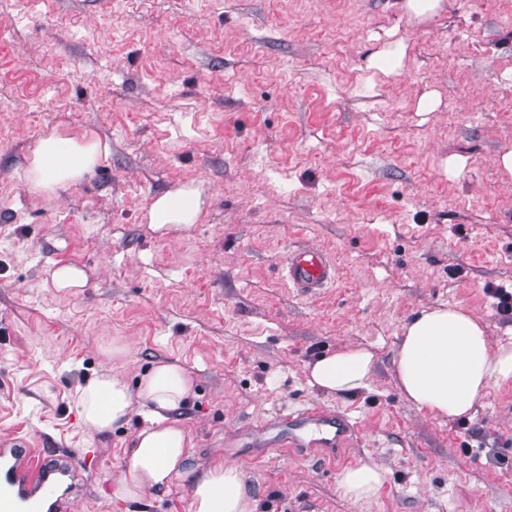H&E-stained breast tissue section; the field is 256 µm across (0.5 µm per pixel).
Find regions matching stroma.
Here are the masks:
<instances>
[{"instance_id":"stroma-1","label":"stroma","mask_w":512,"mask_h":512,"mask_svg":"<svg viewBox=\"0 0 512 512\" xmlns=\"http://www.w3.org/2000/svg\"><path fill=\"white\" fill-rule=\"evenodd\" d=\"M396 2L0 0V443L69 455L73 512H191L183 479L113 501L141 422L92 436L73 402L101 370L134 383L161 362L194 379L190 465H239L258 512H512V386L448 421L392 370L404 325L441 305L512 342L488 293L512 290V0H450L421 23ZM400 38L404 67L369 70ZM52 130L109 146L57 196L25 178ZM198 183L197 223L154 232L152 202ZM304 246L335 267L314 295L283 274ZM62 265L85 286L54 288ZM115 340L128 352L106 359ZM344 345L374 352L370 390L312 387L307 364ZM311 406L356 424L337 460L270 427ZM365 461L380 490L344 498L339 472Z\"/></svg>"}]
</instances>
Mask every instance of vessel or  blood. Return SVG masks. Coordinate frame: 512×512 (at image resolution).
Masks as SVG:
<instances>
[{
  "label": "vessel or blood",
  "mask_w": 512,
  "mask_h": 512,
  "mask_svg": "<svg viewBox=\"0 0 512 512\" xmlns=\"http://www.w3.org/2000/svg\"><path fill=\"white\" fill-rule=\"evenodd\" d=\"M285 277L298 291L312 294L331 284L332 263L326 252L304 247L289 252ZM321 434L320 447L342 449L356 430L344 415L310 407L298 414ZM83 475L71 465L54 463L27 442L0 448V512H67L71 495L81 492Z\"/></svg>",
  "instance_id": "1"
}]
</instances>
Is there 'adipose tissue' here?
Returning <instances> with one entry per match:
<instances>
[{"label": "adipose tissue", "mask_w": 512, "mask_h": 512, "mask_svg": "<svg viewBox=\"0 0 512 512\" xmlns=\"http://www.w3.org/2000/svg\"><path fill=\"white\" fill-rule=\"evenodd\" d=\"M106 155L107 148L99 140L52 131L32 150L26 178L33 190L55 194L82 183ZM207 196L201 184L165 193L151 204L148 221L161 233L189 228ZM375 367L370 349L350 346L309 364L307 377L322 391L355 393L368 389ZM393 367L407 401L452 420L473 414L490 387L512 384V343L490 347L483 324L469 311L432 308L405 325ZM192 388L190 373L174 362L156 364L133 386L108 370L77 384L74 400L89 433H108L137 415L146 421L135 436L113 497L138 501L166 493L175 479L187 477L192 512H257L239 466L218 461L196 474L187 469L192 442L176 412ZM383 480L381 467L362 463L342 470L337 486L347 498L367 500L377 494Z\"/></svg>", "instance_id": "obj_1"}]
</instances>
